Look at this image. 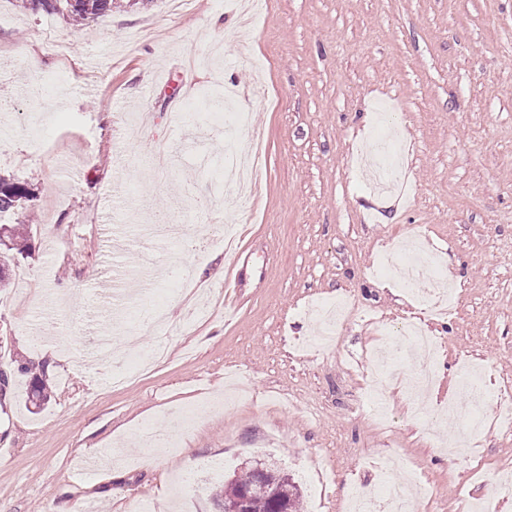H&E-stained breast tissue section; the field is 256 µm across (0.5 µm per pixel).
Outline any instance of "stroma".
<instances>
[{"label":"stroma","mask_w":512,"mask_h":512,"mask_svg":"<svg viewBox=\"0 0 512 512\" xmlns=\"http://www.w3.org/2000/svg\"><path fill=\"white\" fill-rule=\"evenodd\" d=\"M38 66H31V58ZM0 171L32 193L30 209L0 214L23 233L26 254L0 284V512H216L234 472L267 457L299 485L303 512H342L345 480L375 489L391 476L422 479L409 512H458L460 495L485 512H512V430L477 433L479 456L448 450L463 440L468 403L460 362L512 379V0H263L245 27L227 0H168L115 11L76 27L41 6L0 0ZM246 112L237 143L260 132V210H233L235 187L197 157L225 152L227 112ZM389 122L406 153L407 188L379 196L356 180L372 130ZM181 238L147 239L158 214ZM243 235L218 237L226 219ZM443 254L456 307L420 283L377 272L383 245L413 236ZM148 276L127 282L118 267ZM218 306L194 320L168 281L172 267ZM37 289L22 297L19 270ZM344 294L358 314L334 345L316 351L311 305ZM161 303L172 323L194 321L197 347L143 323ZM417 317L442 341L432 401L456 413L428 417L409 381L422 360L378 379L384 322ZM124 337L138 356L166 345L168 364L126 387L95 342ZM46 364L47 402L29 399L19 363ZM208 399L175 427L170 409ZM152 422L180 449L148 454L137 432ZM219 465L188 484L185 473Z\"/></svg>","instance_id":"1"}]
</instances>
